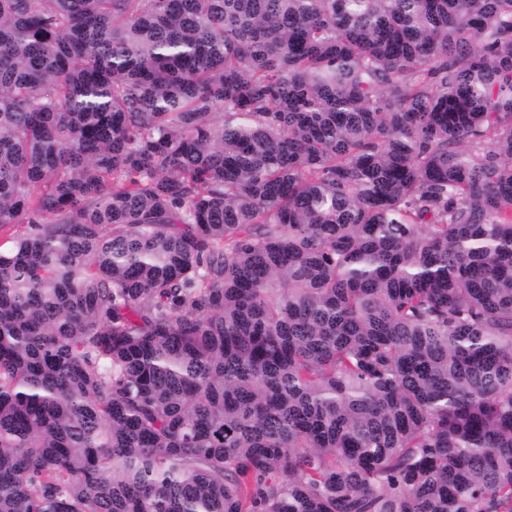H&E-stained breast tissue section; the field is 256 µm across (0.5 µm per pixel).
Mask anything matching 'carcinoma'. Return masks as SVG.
I'll use <instances>...</instances> for the list:
<instances>
[{"mask_svg":"<svg viewBox=\"0 0 512 512\" xmlns=\"http://www.w3.org/2000/svg\"><path fill=\"white\" fill-rule=\"evenodd\" d=\"M0 512H512V0H0Z\"/></svg>","mask_w":512,"mask_h":512,"instance_id":"carcinoma-1","label":"carcinoma"}]
</instances>
